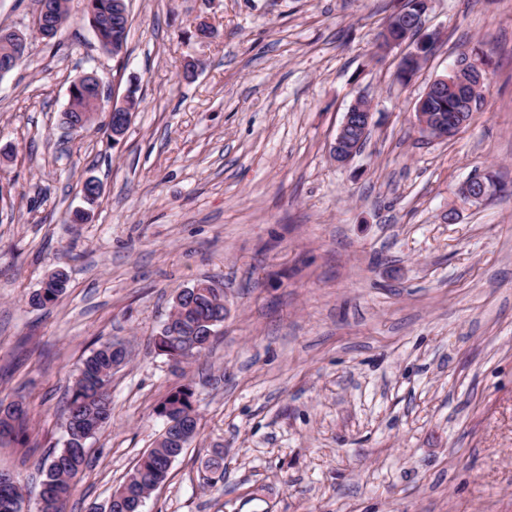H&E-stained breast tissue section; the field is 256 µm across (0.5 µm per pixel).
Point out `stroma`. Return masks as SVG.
<instances>
[{"mask_svg":"<svg viewBox=\"0 0 512 512\" xmlns=\"http://www.w3.org/2000/svg\"><path fill=\"white\" fill-rule=\"evenodd\" d=\"M402 4L130 0L115 57L71 0L53 41L31 39L0 77V399L28 408L0 470L39 484L72 376L112 339L130 357L70 512L107 503L181 385L198 433L141 512H512V0H431L439 39L407 83L375 49ZM464 55L488 61L482 108L454 137L421 136L416 100ZM89 72L140 101L118 141L61 121ZM359 96L373 123L340 166ZM488 170L502 191L466 201ZM59 267L66 294L33 307ZM205 278L224 322L176 371L151 340ZM371 121L372 109L365 100L358 99L349 107L332 146L331 156L336 163L347 164L356 155L361 140L355 144V138L366 134Z\"/></svg>","mask_w":512,"mask_h":512,"instance_id":"stroma-1","label":"stroma"}]
</instances>
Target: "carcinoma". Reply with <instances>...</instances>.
<instances>
[{
  "mask_svg": "<svg viewBox=\"0 0 512 512\" xmlns=\"http://www.w3.org/2000/svg\"><path fill=\"white\" fill-rule=\"evenodd\" d=\"M90 2L94 3L95 20L101 25V35L106 43L113 42L119 47L126 44L130 32L129 16L115 14L114 0ZM98 112V105L84 94H74L70 103V117L80 118L87 113ZM207 283V279L197 281L201 289L193 303L183 305L184 311L170 315L172 326L165 327L154 338L155 350L173 361L176 368L209 350L213 343L212 336L196 335V327L224 309V290L207 288ZM67 284L65 273H52L31 296V303L38 307L57 303L65 294ZM127 359L128 351L124 343L107 340L83 360L69 390L66 442L43 464L44 479L36 492L38 512H67L80 476L88 466L87 441L110 418L108 384L112 370ZM192 397L190 387L180 386L164 398L156 412L168 424L181 416L195 418L197 413ZM26 419L27 413L21 403L6 404L0 400V437L24 434ZM182 453L183 449L176 447L173 441L167 438L158 440L157 447L140 459L127 480L116 489L107 506L102 509L93 507L91 512H139L140 502L166 480L171 461ZM24 501L23 488L17 477L0 482V512H21Z\"/></svg>",
  "mask_w": 512,
  "mask_h": 512,
  "instance_id": "1",
  "label": "carcinoma"
}]
</instances>
